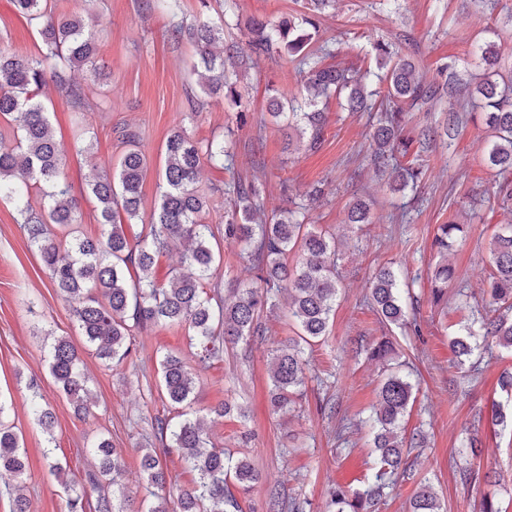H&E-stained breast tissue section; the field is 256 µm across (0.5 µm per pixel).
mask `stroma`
Instances as JSON below:
<instances>
[{
    "label": "stroma",
    "mask_w": 512,
    "mask_h": 512,
    "mask_svg": "<svg viewBox=\"0 0 512 512\" xmlns=\"http://www.w3.org/2000/svg\"><path fill=\"white\" fill-rule=\"evenodd\" d=\"M303 3L182 0V9L188 20L204 9L223 12L225 42L241 44L249 18L276 21L301 13ZM47 8L54 15L83 17L99 45L100 73L86 67L66 72L83 88V103H74L54 86L45 89L55 137L67 157L66 174L80 203L81 235L101 233L95 204L84 189L95 171L112 169L117 162L123 127L136 133L148 162L142 220L125 227L131 238L158 206L165 144L179 127L198 139L229 135L236 143L233 173L202 164L200 190L228 182L234 173L259 179L270 215L288 209L290 199L313 187L323 190L306 216L308 223L338 238L340 295L327 335L305 349L309 370L303 396L287 412L275 410L268 400L269 352L297 333L283 307L262 313V335L196 369L193 411L206 417L217 447L246 456L261 474L248 493L239 494L242 512H335L332 488L356 490L372 480L380 464L369 417L380 384L395 371L410 375L415 385L405 430L423 431L426 440L412 449L375 512H409L411 498L425 484L432 487L442 512H482L488 500L499 512H512V432L491 423L492 403L506 399L499 382L503 372L512 371V351L494 348L473 374L459 365L448 345L461 326L477 317L479 307L488 305L493 238L502 225L512 224V201L487 199L504 176L484 161L488 131L482 109L462 112V124L451 139L443 132V113H404L410 143L397 161L424 165L425 174L416 187L393 193L386 173L370 157L376 113L347 112L338 99H331L318 148L285 150L286 131L269 115L267 103L273 94L285 102L299 96L303 75L297 63L276 58L249 64L237 81L243 96L238 108L223 96L200 94L192 46L171 38L166 18L152 9L150 0H48ZM511 22L512 0H498L493 7L484 0H334L319 19V34L321 44L338 49L326 65L365 69L381 44L412 58L425 81L438 83L451 61L460 73L473 72L475 44L492 40L495 30ZM0 48L29 57L42 48L36 28L17 17L10 0H0ZM79 114L85 140L95 145L89 155L74 147ZM425 126L437 132L426 144L418 137ZM358 198L370 205L369 221L347 223L348 208ZM229 212V199L221 196L206 216L216 239L224 243L223 262L206 285L213 295L255 280L240 257V245L223 240ZM452 221L463 230L443 257L433 239L439 225ZM443 258L454 267L455 277L448 284L447 301L437 304L431 277ZM381 267L394 269L410 285L414 308L408 327H384L369 304L370 281ZM463 291L470 302L460 300ZM385 336L392 339L396 357L383 363L370 360L367 347ZM56 337L77 348L90 379L95 405L87 415H75L49 373V346ZM167 351L195 364L185 331L177 325L137 332L136 348L120 366L99 359L43 270L13 205L0 200V396L23 438L28 470L22 492L30 512H67L68 495L46 463V448H54L70 478L82 483L94 468L92 450L103 437L122 453L129 495L145 496L141 450L160 446L158 422L178 419L183 412L159 391V360ZM32 379L55 416L52 433L33 421ZM225 401L234 405V412L210 418V409ZM471 434L481 442L473 466L495 471L496 483L464 478L457 446Z\"/></svg>",
    "instance_id": "1"
}]
</instances>
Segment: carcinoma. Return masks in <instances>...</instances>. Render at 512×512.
<instances>
[{
  "label": "carcinoma",
  "instance_id": "carcinoma-1",
  "mask_svg": "<svg viewBox=\"0 0 512 512\" xmlns=\"http://www.w3.org/2000/svg\"><path fill=\"white\" fill-rule=\"evenodd\" d=\"M170 18L168 31L177 40H187L204 70L200 92L221 94L235 106L243 105L236 83L225 74V60L244 53L257 59L284 55L298 62L305 73L301 98L283 103L273 95L269 110L273 117L287 121L285 149L306 141L312 150L320 143L326 122L320 105L333 96L346 94L350 112L379 111L371 134V159L377 167L391 170L389 188L405 190L419 180L421 167H403L395 162L406 151L402 136L401 105L411 109L438 111L443 96L480 97L492 132L487 161L499 171L512 172V79L497 81L500 51L495 41L481 48L480 61L491 70L489 76L471 88L459 78L453 63L445 68L443 84L428 83L418 75L415 63L379 45L376 78L387 84L386 107L378 110L373 97L380 91L368 88L370 73L355 75L347 69L326 66L325 58L335 50L309 49L317 33L316 17L325 12L330 0H307V12L281 19L276 24L251 19L246 23L245 46L224 44V14L215 17L201 12L186 24L179 19L181 0H158ZM19 15L39 29L43 48L36 57L0 51V119L15 126L14 151L0 150V198L17 205L28 240L38 252L53 286L72 305L75 323L86 342L95 347L101 360L120 363L136 345L133 331L149 325L171 324L185 328L189 345L198 349V362L220 357L224 347L260 335L263 310L276 305V293L288 298V318L299 328L297 337L271 352L270 402L278 409L295 403L306 387L307 363L304 345L327 334L336 310L339 292L336 278V236L306 222V204L292 202L280 215L265 214L258 178L232 177L226 187L212 192L234 196V209L224 224V240L242 245L240 257L259 271V283L237 285L219 300L208 294L205 285L223 259L221 246L204 216L210 210L207 194L198 190L197 174L207 161L218 170L231 171L235 153L230 139L198 142L185 130H175L165 145V167L160 204L144 231L130 242L124 225L140 218L141 185L147 161L138 149L136 134L121 130L125 146L115 172L87 184V195L97 205L102 232L98 237L73 235L79 223L78 200L71 195L65 177L66 158L55 140L48 107L40 99L47 77L58 79L57 91L81 100V91L62 79L63 67L88 66L97 70L95 37L85 31L79 16L54 17L44 0H11ZM42 192V203H31L32 189ZM366 202L357 201L348 210L350 224L368 222ZM462 231L460 224L438 226L434 245L448 252L449 242ZM187 243L182 264L165 282H158L153 267L160 254L178 243ZM297 250L301 260L288 265V253ZM494 270L488 292L496 307L463 326L449 339V347L463 365L479 343L490 349L497 345L512 350V227L497 234L491 249ZM454 269L438 265L432 275V295L437 302L448 297V282ZM405 285L390 268L379 269L371 282V304L382 323L400 325L407 320L403 302ZM161 387L167 399L189 407L195 398L196 376L177 353L160 359ZM49 372L69 398L76 413H89V379L80 368L78 350L66 339L54 341L49 354ZM32 389L34 420L52 433L54 416ZM413 385L404 376L391 373L381 383L378 406L373 414V445L379 455L380 470L363 491L353 493L337 487L332 491L336 512H366L385 495L386 478L404 464L414 441L400 434L402 420L412 397ZM8 406L0 399V471L20 479L25 473L21 436L6 423ZM164 451L179 452L197 472L193 487L180 491L177 506L169 508L170 497L163 494L171 477L160 454L144 449L142 474L148 495L135 502L122 485L123 462L118 449L108 439L94 448L96 470L87 474L86 484L65 480L68 512H85L89 505L86 487L98 492L94 512H240V504L230 490L234 483L244 492L257 483L261 474L244 457L235 458L211 441L201 424L183 414V419L160 427ZM410 512H441L437 496L423 486L410 501Z\"/></svg>",
  "mask_w": 512,
  "mask_h": 512
}]
</instances>
